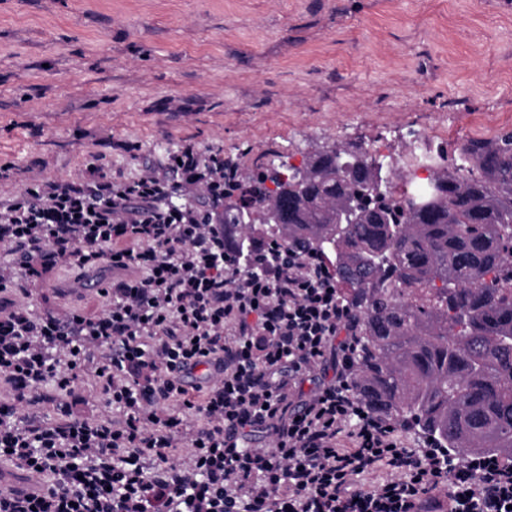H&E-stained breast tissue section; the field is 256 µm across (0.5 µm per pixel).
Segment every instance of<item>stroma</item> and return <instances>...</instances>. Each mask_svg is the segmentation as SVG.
<instances>
[{
	"label": "stroma",
	"mask_w": 512,
	"mask_h": 512,
	"mask_svg": "<svg viewBox=\"0 0 512 512\" xmlns=\"http://www.w3.org/2000/svg\"><path fill=\"white\" fill-rule=\"evenodd\" d=\"M512 128V0H0V197L133 177L182 140L246 180L325 146L392 171L410 137L448 163ZM34 311L99 313L66 265Z\"/></svg>",
	"instance_id": "stroma-1"
}]
</instances>
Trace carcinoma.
<instances>
[{"label": "carcinoma", "instance_id": "obj_1", "mask_svg": "<svg viewBox=\"0 0 512 512\" xmlns=\"http://www.w3.org/2000/svg\"><path fill=\"white\" fill-rule=\"evenodd\" d=\"M347 145L257 178L288 218L262 245L327 257L324 242L351 197H377L336 239L344 299L354 313V391L372 411L465 454L512 455V132L472 139L462 164L437 161L424 186ZM407 195L427 201L405 210ZM224 223L251 242L234 207Z\"/></svg>", "mask_w": 512, "mask_h": 512}]
</instances>
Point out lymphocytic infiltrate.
<instances>
[{"instance_id": "f902f5d3", "label": "lymphocytic infiltrate", "mask_w": 512, "mask_h": 512, "mask_svg": "<svg viewBox=\"0 0 512 512\" xmlns=\"http://www.w3.org/2000/svg\"><path fill=\"white\" fill-rule=\"evenodd\" d=\"M243 193L237 163L187 140L134 177L90 162L0 200V459L50 479L0 492V512H512V459L404 447L359 400L326 261L276 244L245 268L225 251L224 202ZM60 264L112 267L100 313H33ZM206 362L223 374L202 394L174 374ZM81 375L111 416L18 423L47 381Z\"/></svg>"}]
</instances>
